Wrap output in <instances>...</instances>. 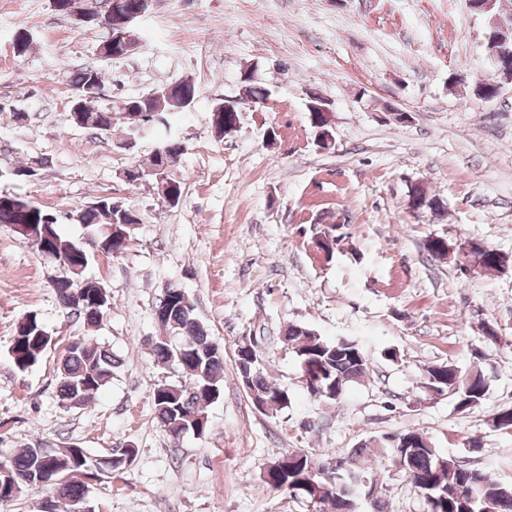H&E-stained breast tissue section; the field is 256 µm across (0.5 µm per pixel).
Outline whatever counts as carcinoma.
I'll return each mask as SVG.
<instances>
[{
  "instance_id": "cac0c4a2",
  "label": "carcinoma",
  "mask_w": 512,
  "mask_h": 512,
  "mask_svg": "<svg viewBox=\"0 0 512 512\" xmlns=\"http://www.w3.org/2000/svg\"><path fill=\"white\" fill-rule=\"evenodd\" d=\"M102 72L85 67L75 76L74 86L82 95V109L97 116L105 127L112 128L113 116L124 119L126 132L137 127L147 135L167 128L168 116L175 105L168 98L194 99L199 95L197 84L177 82L161 86L157 92L129 99H119L112 106L96 108L93 99L101 89ZM161 152L151 157L147 169L161 163L162 153L173 152L181 157L184 147L173 137L160 145ZM47 210L29 209L7 200L0 202V224L15 228L25 224L45 225L47 236L35 244L36 250L48 259L65 261L69 276L65 284L55 288L61 304L71 307L66 290L80 291V302L74 311L90 327L102 321L109 292L97 279L86 278L83 273L94 253L85 249L83 242L65 237L60 230L57 215L45 222ZM78 221L88 229L107 257L122 255L129 247L136 226L142 223L139 214L130 217L112 209V198H99L95 208H85ZM337 237L335 228L329 227L318 234L316 248L326 260L333 259ZM465 260L475 266L497 273L512 270V256L490 246H483L464 254ZM156 321L162 331L151 342L154 364L161 369H175L183 381L158 383L153 391L154 410L161 427L173 437L180 431H206V408L220 396L224 378V349H211L215 337L204 322L196 317L190 297L178 288L166 290L155 309ZM282 341L297 357L299 363H308L318 380L311 386L300 374V383L315 401L334 405L347 388L360 382L369 372V359L358 341L349 337L328 338L314 328L291 323L283 333ZM52 344V336L35 314L23 318L17 325L10 346V357L19 370L38 364ZM467 368L454 363L428 366L423 373V388L431 395L450 394L461 411L480 405L490 395L495 381L493 368L487 366V355L479 350ZM236 373L251 401L266 403L272 412L290 406L286 388L269 380L262 352L243 358L234 352ZM121 366V359L108 348L86 339L71 342L58 367L59 398L63 405L82 404L92 395L105 389ZM378 460L390 469L403 474L423 497L426 512H464L460 503L469 505V512H512V483L492 478L484 469L472 468L434 448L428 434L409 429L396 434L374 437L334 462L302 449L279 454L263 472L262 482L273 491H281L301 498L313 506L324 507L327 512H386L383 480L369 472L371 462ZM11 472L41 480L45 473L54 474V482L34 485L33 491L52 489L53 495L44 499L40 512H72V507L85 500L88 479L99 464L83 448L44 452L31 445L0 463Z\"/></svg>"
}]
</instances>
